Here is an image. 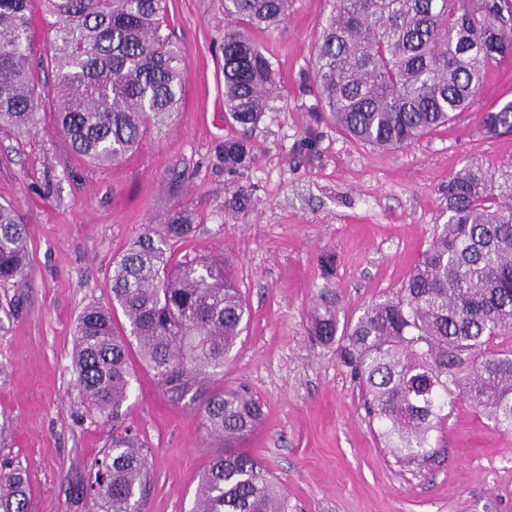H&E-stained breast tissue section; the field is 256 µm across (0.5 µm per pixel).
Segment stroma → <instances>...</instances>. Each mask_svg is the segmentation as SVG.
Wrapping results in <instances>:
<instances>
[{"instance_id": "35a3bbf8", "label": "stroma", "mask_w": 512, "mask_h": 512, "mask_svg": "<svg viewBox=\"0 0 512 512\" xmlns=\"http://www.w3.org/2000/svg\"><path fill=\"white\" fill-rule=\"evenodd\" d=\"M186 62L173 124L107 167L74 161L44 99L30 135L0 130V203L22 217L23 279L0 284V464L32 487L29 512H93L74 498L119 423L151 447L140 512H191L211 458L224 449L199 412L167 399L135 366L117 417L89 411L74 369L75 327L90 305L112 303L114 260L145 229L175 213L192 224L173 260L230 254L249 308L247 329L224 365V387L243 386L265 413L244 447L276 478L291 512H512V432L459 400L436 455L423 464L382 447L359 387L336 356L314 344L308 311L332 283L349 315L398 295L448 219L449 177L471 163L512 161V134L485 137L479 114L512 100V61L492 70L467 111L412 145L382 150L324 119L309 80L326 0H294L272 32L251 30L276 87L249 128L224 119L221 0H166ZM247 141V171L224 169V142ZM183 171L182 185L171 181ZM248 190V211L233 209ZM335 260L324 280L323 256Z\"/></svg>"}]
</instances>
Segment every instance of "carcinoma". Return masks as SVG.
Masks as SVG:
<instances>
[{
    "instance_id": "carcinoma-1",
    "label": "carcinoma",
    "mask_w": 512,
    "mask_h": 512,
    "mask_svg": "<svg viewBox=\"0 0 512 512\" xmlns=\"http://www.w3.org/2000/svg\"><path fill=\"white\" fill-rule=\"evenodd\" d=\"M52 18L44 53L33 51L31 0H0V127L27 135L40 124L39 73L55 70L56 130L76 157L99 166L138 149L169 125L184 96L185 61L165 24L162 0H41ZM318 21L313 85L336 128L382 149H401L467 110L489 71L512 60V0H328ZM291 0H224V111L255 125L275 85L272 64L249 37L275 29ZM490 137L512 133V101L480 116ZM244 142L224 141V168L247 167ZM448 221L434 230L399 294L352 319L325 283L310 312L314 340L336 347L358 382L385 447L407 463L434 454L448 407L458 399L512 432V163L470 164L448 180ZM190 225L174 217L134 237L113 262L109 308L77 323L75 366L87 404L117 412L133 376L130 347L171 401L203 412L224 439L197 492L194 512H288L268 469L242 448L262 420L245 389L215 385L247 325L248 310L225 256L171 264L168 242ZM27 233L0 204V284L22 278ZM151 449L114 430L77 496L94 512H135ZM19 470L0 472V512H28Z\"/></svg>"
}]
</instances>
